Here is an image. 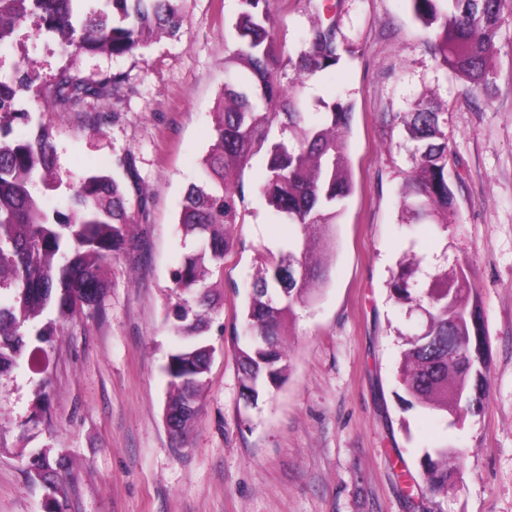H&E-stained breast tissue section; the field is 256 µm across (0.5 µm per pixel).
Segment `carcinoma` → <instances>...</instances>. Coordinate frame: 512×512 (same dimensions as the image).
Wrapping results in <instances>:
<instances>
[{
	"label": "carcinoma",
	"mask_w": 512,
	"mask_h": 512,
	"mask_svg": "<svg viewBox=\"0 0 512 512\" xmlns=\"http://www.w3.org/2000/svg\"><path fill=\"white\" fill-rule=\"evenodd\" d=\"M81 0H0V51L10 48L29 19L38 31L62 42L73 53L130 54L158 37H176L181 29L182 0H101L112 12L93 9L80 16ZM232 22L237 42L230 60L239 66L224 84L214 113L213 143L200 162V177L187 187L178 228L183 253L171 270L177 303L172 309L180 345L164 366L169 400L166 422L181 439L197 418L189 400L201 401L210 370L215 324L213 286L207 276L223 273L233 247L226 227L238 223L247 207L243 176L259 163L265 176L258 187L276 224L295 229L277 252H268L242 306V331H233L242 394L258 404L265 388L281 381L288 356L279 341L285 321L296 309L314 303L327 282V270L316 254L330 237L353 193L347 137L354 104L337 96L310 112L304 88L310 76L330 69L347 51L336 17L324 4L318 21L300 46L285 54L269 0H239ZM415 17L432 33L429 52L438 65L467 84V91H489L493 50L512 0H409ZM296 73L287 87L285 67ZM37 64L26 59L9 82L0 81V373L43 350L79 309H95L108 288L106 272L113 259L134 250L128 234L135 211L146 197L121 178L103 170L88 173L66 187L65 208L48 205L60 189L55 173L51 132L32 125L19 94L30 89ZM119 75L89 83L68 69L37 94L42 107H65L87 97L101 98L118 88ZM448 109L423 95L408 112L397 113L411 144V168L400 195L410 224L448 229L456 206L448 179ZM25 118L28 132L14 136V124ZM135 195H130V192ZM389 296L417 314L418 331L403 338L397 375L408 395L406 404L444 419L474 413L489 386L488 371L475 376L468 353L457 349L458 337L485 335L471 319L482 314L476 286L464 270L454 275L422 274L421 261L400 265L388 283ZM419 466L426 491L446 497L455 488L458 449L445 446L422 454ZM65 467L62 455L36 448L27 455L32 483L48 490L45 512H65Z\"/></svg>",
	"instance_id": "carcinoma-1"
}]
</instances>
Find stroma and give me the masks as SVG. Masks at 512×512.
<instances>
[{"label": "stroma", "instance_id": "obj_1", "mask_svg": "<svg viewBox=\"0 0 512 512\" xmlns=\"http://www.w3.org/2000/svg\"><path fill=\"white\" fill-rule=\"evenodd\" d=\"M319 2L270 0L287 48L311 27ZM330 2L348 51L308 81L305 97L312 112L334 91L353 100L355 189L328 255V285L283 336L288 376L257 405L240 393L231 337L211 336L202 410L179 446L165 422L163 366L178 342L165 320L170 271L184 251L180 203L229 77L238 0H184L179 38L130 55L76 56L28 25L0 53L1 80L28 55L43 88L64 69L89 82L121 74L111 96L70 112L24 107L52 132L63 182L92 168L115 172L126 159L147 197L135 216L139 246L108 268L99 307L66 324L34 365L0 373V512H43L45 491L28 484L25 457L44 447L65 457L67 512H512V18L485 98L438 66L409 0ZM430 92L448 105L456 210L444 233L400 221L410 145L393 115ZM94 123L100 133H91ZM258 175L246 171L249 210L229 229L219 310L227 329L241 322L261 258L288 234L259 199ZM411 249L428 269L465 270L484 311L489 390L481 411L454 425L400 401V336L417 323L389 299L387 283ZM446 444L460 449L461 474L437 501L420 488L419 459Z\"/></svg>", "mask_w": 512, "mask_h": 512}]
</instances>
